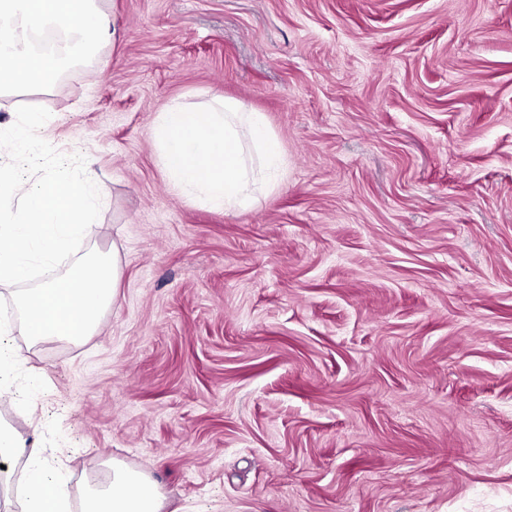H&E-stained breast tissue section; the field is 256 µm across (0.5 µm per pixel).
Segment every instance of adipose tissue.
I'll return each instance as SVG.
<instances>
[{"label":"adipose tissue","instance_id":"adipose-tissue-1","mask_svg":"<svg viewBox=\"0 0 512 512\" xmlns=\"http://www.w3.org/2000/svg\"><path fill=\"white\" fill-rule=\"evenodd\" d=\"M53 31L63 47L36 48L34 35ZM111 22L95 0H0V92L52 85L66 60L94 58L97 48L87 33L109 37ZM25 459L26 512H66L67 482L50 465L44 449L28 447L20 432L0 427V463ZM163 498L149 473L113 460L104 480L88 485L82 512H162Z\"/></svg>","mask_w":512,"mask_h":512}]
</instances>
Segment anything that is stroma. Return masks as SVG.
<instances>
[{
    "mask_svg": "<svg viewBox=\"0 0 512 512\" xmlns=\"http://www.w3.org/2000/svg\"><path fill=\"white\" fill-rule=\"evenodd\" d=\"M93 61L0 97L109 194L119 301L33 343L71 512L115 458L165 512H512V0H96ZM285 166L246 209L171 184L153 127L212 97Z\"/></svg>",
    "mask_w": 512,
    "mask_h": 512,
    "instance_id": "35a3bbf8",
    "label": "stroma"
}]
</instances>
